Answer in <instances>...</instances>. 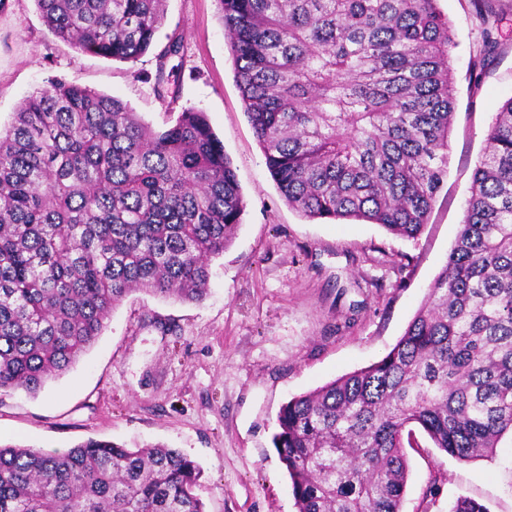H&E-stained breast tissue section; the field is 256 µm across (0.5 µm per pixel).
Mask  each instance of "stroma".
<instances>
[{"mask_svg":"<svg viewBox=\"0 0 512 512\" xmlns=\"http://www.w3.org/2000/svg\"><path fill=\"white\" fill-rule=\"evenodd\" d=\"M492 35L499 47L471 85L483 27L469 0H439L457 37L448 175L418 238L376 224L310 220L288 206L244 114L216 0H165L158 44L177 91L156 92L157 60L112 61L55 38L34 0H0V127L34 89L59 78L115 97L162 128L205 112L223 141L246 203L232 244L212 258L201 302L131 293L98 340L35 395L0 396V443L63 452L89 439L160 444L201 467L206 512H297L273 446L292 397L382 359L443 267L463 218L473 170L496 112L512 98V0ZM406 449L402 512H448L461 495L512 512V436L493 458L461 462L425 433ZM182 45L179 40H170L160 51L156 54L159 61L158 73H157V92L159 95H163L166 90L165 84H168L169 79L165 77L164 63L165 60L174 56H178L181 52Z\"/></svg>","mask_w":512,"mask_h":512,"instance_id":"1","label":"stroma"}]
</instances>
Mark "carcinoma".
<instances>
[{"label":"carcinoma","mask_w":512,"mask_h":512,"mask_svg":"<svg viewBox=\"0 0 512 512\" xmlns=\"http://www.w3.org/2000/svg\"><path fill=\"white\" fill-rule=\"evenodd\" d=\"M165 0H35L59 40L120 62L155 46ZM244 112L307 219L415 239L448 174L455 33L438 0H217ZM498 0H470L499 20ZM499 46L486 32L470 79ZM169 41L156 54L157 92ZM245 210L205 112L156 130L55 79L0 131V393H39L133 291L207 293ZM460 461L512 433V98L492 122L460 231L380 361L284 404L273 445L298 512H401L413 428ZM201 470L159 444L0 445V512H205Z\"/></svg>","instance_id":"cac0c4a2"}]
</instances>
